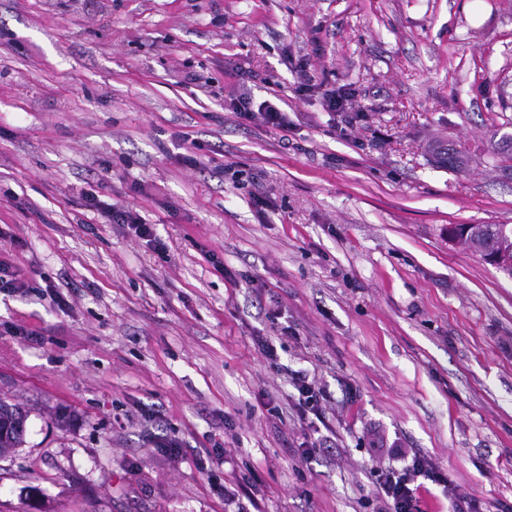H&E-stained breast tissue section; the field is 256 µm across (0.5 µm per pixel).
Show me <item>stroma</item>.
Masks as SVG:
<instances>
[{
    "instance_id": "35a3bbf8",
    "label": "stroma",
    "mask_w": 512,
    "mask_h": 512,
    "mask_svg": "<svg viewBox=\"0 0 512 512\" xmlns=\"http://www.w3.org/2000/svg\"><path fill=\"white\" fill-rule=\"evenodd\" d=\"M510 137L512 0H0V512H372L392 444L512 504V276L448 237L512 225ZM354 93L343 89H325L322 92L323 106L328 112H353L352 98ZM234 111L238 118L242 121H253L260 119L267 127L272 129H287L290 121H288V114L282 110L276 103L263 101L257 112H254L251 106V101L244 95H240L233 99ZM99 214L110 224H122L126 226L132 235L145 241L147 245L155 251L164 253L166 250L165 242L156 235L153 225L143 222L141 216L133 210L117 207L115 204H108L101 200L90 199ZM292 384L297 391V397L294 399L293 409L297 416L305 419L310 414L314 415L316 419L321 420V407L319 406L320 391H316L313 381L304 371H296L292 376ZM26 420L27 414L24 411L0 398V434L2 429H6L5 435L1 434L0 437V456L8 451L6 448L21 447L24 441Z\"/></svg>"
}]
</instances>
